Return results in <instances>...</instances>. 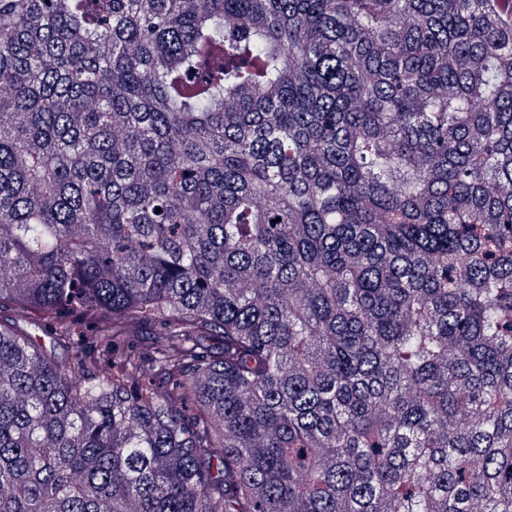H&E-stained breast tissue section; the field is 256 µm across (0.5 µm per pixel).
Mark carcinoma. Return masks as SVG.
Segmentation results:
<instances>
[{"label": "carcinoma", "instance_id": "carcinoma-1", "mask_svg": "<svg viewBox=\"0 0 512 512\" xmlns=\"http://www.w3.org/2000/svg\"><path fill=\"white\" fill-rule=\"evenodd\" d=\"M4 309L0 512H512V0H0ZM37 322V314L35 312H29L26 318H24L23 321H21L19 324L25 330L36 334V336H41V341L46 345L47 349H51L59 358L68 357L74 353L82 337L79 335L87 333L86 329L83 327L75 332L71 340L66 342H58L45 332L38 330L36 325Z\"/></svg>", "mask_w": 512, "mask_h": 512}]
</instances>
